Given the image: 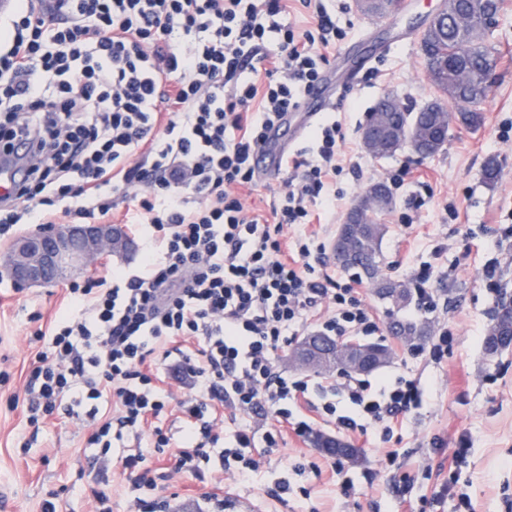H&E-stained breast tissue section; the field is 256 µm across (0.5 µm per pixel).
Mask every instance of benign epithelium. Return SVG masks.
Segmentation results:
<instances>
[{"mask_svg":"<svg viewBox=\"0 0 512 512\" xmlns=\"http://www.w3.org/2000/svg\"><path fill=\"white\" fill-rule=\"evenodd\" d=\"M129 238L118 236L113 224H74L66 227L45 225L14 240L0 252V276L17 289L45 287L65 278L78 266H90L127 249ZM369 350L355 342L336 344V357L327 362L303 346L294 361L310 360L328 373L346 374L354 367L370 369Z\"/></svg>","mask_w":512,"mask_h":512,"instance_id":"benign-epithelium-1","label":"benign epithelium"}]
</instances>
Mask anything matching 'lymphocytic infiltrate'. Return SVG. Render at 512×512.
Listing matches in <instances>:
<instances>
[{"mask_svg":"<svg viewBox=\"0 0 512 512\" xmlns=\"http://www.w3.org/2000/svg\"><path fill=\"white\" fill-rule=\"evenodd\" d=\"M315 28L288 20L287 0H18L0 31V155L16 140L22 183L0 207V235L42 224L49 212L108 214L114 197L132 202L146 249L145 271L116 273L111 287L70 286L22 395L30 422L88 406L89 445L109 453L125 434L141 437L173 397L185 416L180 473L203 476L220 408L262 409L278 428L262 438L240 429L230 455L245 457L237 480L261 465L292 421L288 399L316 392L339 430L394 423L422 404L412 379L310 387L279 374L275 355L323 310L319 333L371 336L379 327L360 293L334 280L322 259L313 207L331 211L332 180L345 168L336 122L314 124L308 149L270 218L250 211L242 191L259 177L252 154L268 128L317 82L345 33L325 0ZM202 340L164 376L152 369L159 342ZM135 512H155L158 484L140 449L120 457Z\"/></svg>","mask_w":512,"mask_h":512,"instance_id":"f902f5d3","label":"lymphocytic infiltrate"}]
</instances>
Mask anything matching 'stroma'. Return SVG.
I'll use <instances>...</instances> for the list:
<instances>
[{
	"instance_id": "obj_1",
	"label": "stroma",
	"mask_w": 512,
	"mask_h": 512,
	"mask_svg": "<svg viewBox=\"0 0 512 512\" xmlns=\"http://www.w3.org/2000/svg\"><path fill=\"white\" fill-rule=\"evenodd\" d=\"M429 12L425 0H402L396 27H377L354 0L337 14V25L354 41L367 26H374L372 43L393 49L373 60L377 80L357 79L345 88L329 114L341 125L348 169L337 180L340 195L327 222L314 225L318 241L330 247L347 211L375 182H389L403 170L401 183L392 188L393 206L384 217L380 273L396 282L412 284L420 266H430L429 288L436 309L417 312L415 304L398 309L380 301L368 281H360L362 296L380 326L375 336L386 345L390 360L371 372V379L405 377L418 381L424 402L402 417L391 434L371 427L366 433L341 436L335 422L309 407L304 418L315 434L343 437L357 455L335 471L332 455L317 448L313 436L289 435L270 449L262 466L244 481L227 480L237 470L213 465L205 478L189 474L167 478L176 462V449L157 456L144 453L162 493L176 512H208L211 498L224 502V512H394L395 488L411 481L408 512H456L455 500L436 503L434 494L448 482L466 493L471 512H512V348L488 356L483 342L493 323L499 295H512V141L498 138L502 124L512 122V0H505L491 43L500 54L494 82L478 109L482 125L469 129L451 124L448 141L436 155L419 157L411 146L395 155L369 154L360 140V128L379 99L393 95L410 110L440 101L452 114L466 105L439 97L428 75L418 39ZM413 39L398 44L399 32ZM496 159L499 176L483 175L488 159ZM499 262V294L490 293L482 276L485 264ZM61 281L46 288L19 290L0 278V512H41L44 501L58 512H90L93 493L102 486L112 492V512H132L125 494L128 477L120 463L108 470L101 484L89 466L95 449L86 444L87 416L59 414L30 424L22 410L8 406L21 391L25 374L44 346L37 333L52 326L66 290ZM424 323L430 332L448 327L454 337L447 357L433 361L428 353L413 354L407 343L387 331L390 319ZM468 438L465 464L449 466L448 459L460 438ZM350 493H343V485Z\"/></svg>"
}]
</instances>
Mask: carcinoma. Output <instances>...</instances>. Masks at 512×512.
I'll use <instances>...</instances> for the list:
<instances>
[{"label":"carcinoma","mask_w":512,"mask_h":512,"mask_svg":"<svg viewBox=\"0 0 512 512\" xmlns=\"http://www.w3.org/2000/svg\"><path fill=\"white\" fill-rule=\"evenodd\" d=\"M501 0H448L445 15L429 21L421 35L426 47L424 58L431 83L438 93L452 100L478 104L486 96L492 84L498 63L497 51L488 42L492 33L491 16L498 15ZM434 101L418 112H397L390 107L375 106L368 123L386 144L398 142L405 124H410L412 143L415 148L430 157L440 152L448 141ZM392 205L390 195L370 210L361 208L362 227L351 234L349 245L336 255L340 267L346 271H358V277L370 280L377 296L396 307L405 304L411 290L404 283L379 278L381 265L380 245L386 231L381 216ZM389 329L394 336L422 338L425 328L414 322L394 320ZM512 346V301H501L493 325L484 340L487 355L495 356Z\"/></svg>","instance_id":"obj_1"}]
</instances>
